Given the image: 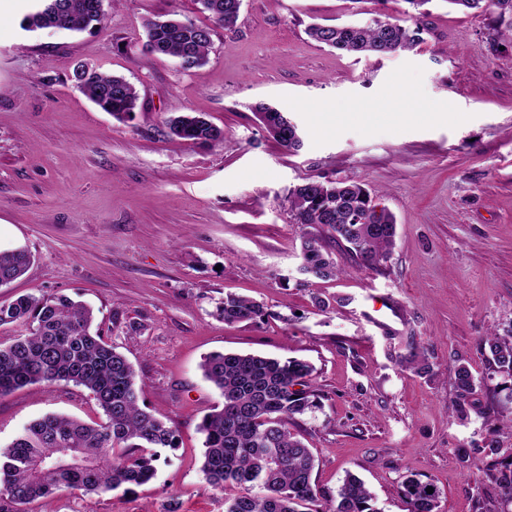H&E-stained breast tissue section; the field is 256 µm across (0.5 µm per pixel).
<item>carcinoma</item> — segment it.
<instances>
[{
  "label": "carcinoma",
  "instance_id": "obj_1",
  "mask_svg": "<svg viewBox=\"0 0 512 512\" xmlns=\"http://www.w3.org/2000/svg\"><path fill=\"white\" fill-rule=\"evenodd\" d=\"M40 14L23 20L27 30L82 32L104 19L99 0H46ZM450 5L496 15L497 36L512 39V0H445ZM214 21L236 25L242 0H199ZM425 26L375 20L364 26L313 25L316 42L348 55L390 54L423 41ZM152 51L173 57L190 71L208 61L211 28L186 20H154L147 25ZM77 87L117 120L133 119L139 95L120 76L79 68ZM256 118L281 147L297 152L303 140L278 110L258 104ZM168 134L194 145L224 139V131L199 112H178L166 121ZM351 180H307L289 190L293 221L327 228L330 238L372 268L390 255L396 237L394 215ZM301 271L331 280L341 269L320 233L307 232L301 245ZM33 256L25 249L0 251V287L23 276ZM226 323L254 321L261 304L227 293L216 306ZM91 308L65 295H21L0 305V326L21 324L25 332L0 343V397L33 384H71L87 390L101 413L86 422L52 413L29 424L0 448V512H26L25 505L46 501L61 490L106 495L134 491L151 482L161 459L159 449L177 448L176 430L139 404L136 372L93 328ZM493 372L512 379V328L482 340ZM203 377L219 392L222 405L198 424L204 435L200 471L206 483L224 492V512H378L373 495L348 473L335 492L312 479L316 459L288 424L318 407L312 386L314 368L304 360L255 354L211 353L200 365ZM456 411L462 412L476 390L469 367L454 368ZM483 474L501 504L512 505V448L492 438L481 449ZM433 493H427V488ZM401 493L408 512H439L440 491L430 481L407 474Z\"/></svg>",
  "mask_w": 512,
  "mask_h": 512
}]
</instances>
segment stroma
Masks as SVG:
<instances>
[{
  "mask_svg": "<svg viewBox=\"0 0 512 512\" xmlns=\"http://www.w3.org/2000/svg\"><path fill=\"white\" fill-rule=\"evenodd\" d=\"M31 6L0 0V251L33 256L0 304L44 294L91 306L179 446L135 493L63 491L29 512H224L197 431L221 402L200 369L215 351L314 366L322 407L291 429L322 490L350 472L379 512H407L400 483L412 472L438 487L441 512L494 502L480 449L495 433L512 447L498 431L512 390L481 351L512 326V43H495L494 15L432 0L424 43L358 56L317 43L308 26L408 25L406 0H242L229 30L198 0H106L102 25L82 33L23 29ZM159 18L211 27L208 63L183 72L151 52L145 25ZM82 65L135 85L133 121L78 90ZM258 102L297 126L300 151L270 138ZM191 111L223 141L170 138L167 119ZM321 177L381 190L397 235L377 268L330 239L341 274H301L304 228L288 191ZM228 292L266 316L224 323L214 310ZM319 293L333 299L327 310ZM414 353L429 372L405 368ZM461 362L480 381L463 415L451 381ZM51 412L89 419L96 407L71 385L16 390L0 397V448Z\"/></svg>",
  "mask_w": 512,
  "mask_h": 512,
  "instance_id": "stroma-1",
  "label": "stroma"
}]
</instances>
